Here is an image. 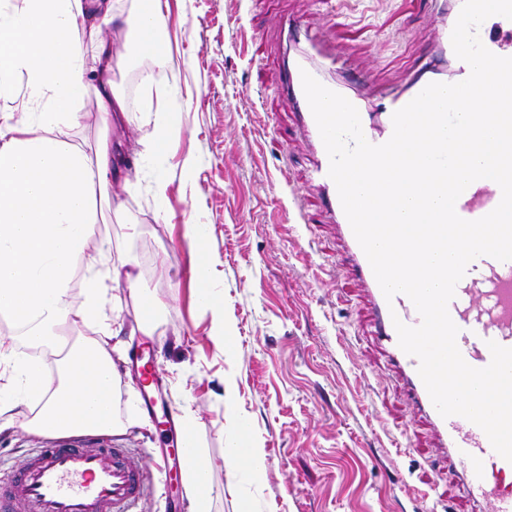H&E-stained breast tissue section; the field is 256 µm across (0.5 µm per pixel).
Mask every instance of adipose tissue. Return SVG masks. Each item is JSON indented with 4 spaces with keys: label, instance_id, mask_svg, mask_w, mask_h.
I'll return each mask as SVG.
<instances>
[{
    "label": "adipose tissue",
    "instance_id": "1",
    "mask_svg": "<svg viewBox=\"0 0 512 512\" xmlns=\"http://www.w3.org/2000/svg\"><path fill=\"white\" fill-rule=\"evenodd\" d=\"M103 23L133 32L144 79L166 68L170 48L161 27L165 0H135L122 13L115 0H92ZM96 60L87 79L84 46ZM121 57L101 25L86 22L79 0H0V97L14 112L0 114V313L42 342L59 327L92 328L71 348L57 376L40 358L17 356L13 337L0 336V416L26 406L20 427L36 433L78 426L107 430L118 371L107 344L116 319L106 311L111 285L124 283L143 305L142 333L155 326L156 304L138 276L115 261L107 242L91 247L95 190L117 175L119 150L102 138L93 154L70 145L69 130L90 81L98 83L99 123H127L129 109L115 79Z\"/></svg>",
    "mask_w": 512,
    "mask_h": 512
}]
</instances>
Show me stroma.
Here are the masks:
<instances>
[{
    "instance_id": "35a3bbf8",
    "label": "stroma",
    "mask_w": 512,
    "mask_h": 512,
    "mask_svg": "<svg viewBox=\"0 0 512 512\" xmlns=\"http://www.w3.org/2000/svg\"><path fill=\"white\" fill-rule=\"evenodd\" d=\"M290 17L335 44L343 64L329 77L365 73L375 91L363 102L369 113L379 94L404 93L415 67L455 71L434 43L453 14L434 0H169V67L143 80L133 49L125 51L118 79L134 122L112 138L123 145L127 180L110 190L121 210H105L92 239L109 241L159 305L153 340L170 398L192 412L195 446L209 462V512H471L458 472L440 462L429 421L413 410L373 334L363 287L309 183L315 152L281 85L289 51L308 48L278 37ZM172 108L179 135L165 154L146 150L155 113ZM97 112L88 93L69 131V143L88 153L101 135ZM159 179L168 185L162 202L151 190ZM188 224L205 225L219 259L208 285L224 306L226 346L209 334L196 256L183 238ZM109 297L122 326L114 342L133 348L143 339L141 309L126 286ZM91 334L62 328L51 352L20 335L17 350L53 373ZM137 383L122 376L120 426L111 432L151 476L136 512H187V501L172 505L156 466L158 431L139 414ZM234 423L247 432L232 437ZM58 440L1 430L0 468ZM235 440L264 449L261 474L228 475Z\"/></svg>"
}]
</instances>
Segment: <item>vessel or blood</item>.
Here are the masks:
<instances>
[{"label":"vessel or blood","instance_id":"1","mask_svg":"<svg viewBox=\"0 0 512 512\" xmlns=\"http://www.w3.org/2000/svg\"><path fill=\"white\" fill-rule=\"evenodd\" d=\"M305 71L332 91H339L340 86L327 77L324 63L307 55L293 59L284 78V90L298 110L299 124L319 154L312 178L324 191L326 211L334 217L348 247L353 272L368 292L376 333L400 370L405 393L415 410L428 417L447 460L459 467L463 487L477 512H512V463L494 451L479 426L461 416L445 418L438 413L418 373V359L398 344L395 321L415 327L421 317L406 295L386 300L354 236L337 187L328 175L329 157L303 91L301 74ZM441 79L438 73L431 78L436 82ZM428 81L417 79L408 94L382 102L377 120L362 119L366 139L375 145L385 143L393 132V113L412 101ZM501 197L496 182L479 179L460 195L456 212L463 219L477 220L493 211ZM448 311L459 329L458 348L470 366L483 368L490 363L488 341L512 348V261L489 256L472 261ZM133 364L142 410L160 427L166 448H174L185 433L178 410L163 398L166 383L153 342L138 347ZM147 479V470L132 462L130 449L111 446L105 432L79 430L63 438L61 444L35 449L18 471L0 478V512H135L146 493Z\"/></svg>","mask_w":512,"mask_h":512}]
</instances>
